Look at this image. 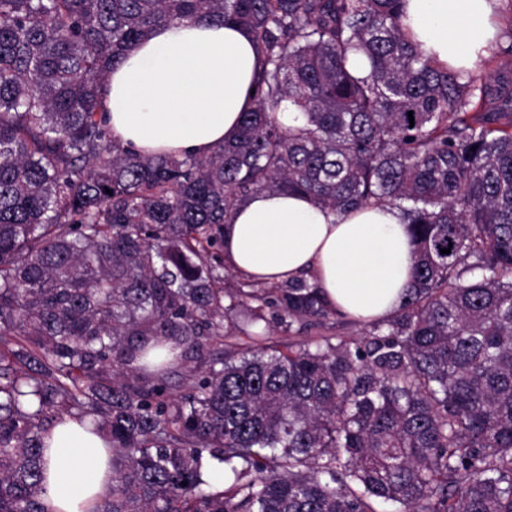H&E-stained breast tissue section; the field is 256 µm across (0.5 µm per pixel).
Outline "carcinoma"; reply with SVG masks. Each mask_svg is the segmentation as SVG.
<instances>
[{"mask_svg": "<svg viewBox=\"0 0 512 512\" xmlns=\"http://www.w3.org/2000/svg\"><path fill=\"white\" fill-rule=\"evenodd\" d=\"M402 2L0 0V512H48L67 418L112 445L96 512H512V49L452 70ZM183 19L252 35L253 106L206 156L143 154L106 81ZM264 191L400 210L398 312L346 339L307 280L228 272V214ZM271 319L319 333L283 351Z\"/></svg>", "mask_w": 512, "mask_h": 512, "instance_id": "cac0c4a2", "label": "carcinoma"}]
</instances>
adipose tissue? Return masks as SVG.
Here are the masks:
<instances>
[{
  "instance_id": "adipose-tissue-1",
  "label": "adipose tissue",
  "mask_w": 512,
  "mask_h": 512,
  "mask_svg": "<svg viewBox=\"0 0 512 512\" xmlns=\"http://www.w3.org/2000/svg\"><path fill=\"white\" fill-rule=\"evenodd\" d=\"M500 0H405L409 38L456 70L473 71L498 34ZM259 57L249 33L212 21L156 28L132 45L105 86L106 120L148 154H209L235 137ZM224 260L268 284L313 275L325 299L357 321L396 313L413 285L414 245L397 209L335 213L308 197L261 192L233 209ZM44 500L51 512H94L112 487V450L89 421L66 420L45 439Z\"/></svg>"
}]
</instances>
